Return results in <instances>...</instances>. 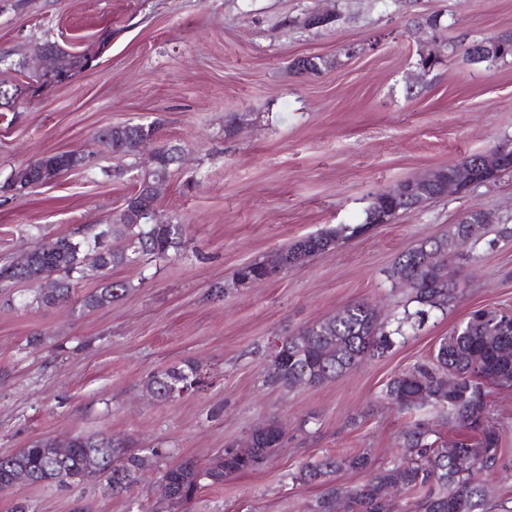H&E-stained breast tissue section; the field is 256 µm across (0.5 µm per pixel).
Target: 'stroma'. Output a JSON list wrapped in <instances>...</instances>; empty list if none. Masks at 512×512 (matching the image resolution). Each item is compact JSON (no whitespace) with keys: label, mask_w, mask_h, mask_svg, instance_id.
Masks as SVG:
<instances>
[{"label":"stroma","mask_w":512,"mask_h":512,"mask_svg":"<svg viewBox=\"0 0 512 512\" xmlns=\"http://www.w3.org/2000/svg\"><path fill=\"white\" fill-rule=\"evenodd\" d=\"M330 9L333 24L308 28ZM442 12L448 39L470 43L512 32V0H0V56L18 60L51 35L68 49L95 50L69 82L19 99L0 121V183L21 164L79 151L96 166L116 159L100 130L157 122L158 143L183 151L161 217L186 224V251L143 259L111 276L131 282L112 304L45 307L30 285L0 287V456L42 439L103 434L131 450L160 448L167 461L208 465L269 421L283 443L261 467L207 486L179 512H307L322 482L298 481L306 465L364 452L369 470L329 474L352 487L404 455L417 419L455 436L444 413L409 416L384 398L396 376L434 356L442 338L478 308H512V234L464 248L463 284L447 312L319 386L288 387L268 376L271 346L302 327L365 301L382 319L402 316L410 290L389 273L425 238L447 235L468 211L512 225V172L365 225L372 199L402 180L461 162L512 139V62L492 67L456 52L415 80L413 34ZM111 32L100 45L103 32ZM321 56L328 68L296 77L292 59ZM142 171L107 179L82 169L22 194L0 192V264L76 229L105 223ZM363 232L307 258L283 278L236 288V269L332 228ZM225 288L214 301V286ZM192 360L201 391L159 401L143 389L156 371ZM491 416L503 436L499 467L483 473L496 504L512 507V387L495 388ZM159 466L115 495L91 481L15 485L0 512H167Z\"/></svg>","instance_id":"obj_1"}]
</instances>
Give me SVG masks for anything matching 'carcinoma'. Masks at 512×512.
<instances>
[{
  "label": "carcinoma",
  "instance_id": "cac0c4a2",
  "mask_svg": "<svg viewBox=\"0 0 512 512\" xmlns=\"http://www.w3.org/2000/svg\"><path fill=\"white\" fill-rule=\"evenodd\" d=\"M430 19L438 28V37L448 53L455 54L462 45L444 38L443 15ZM43 43L78 66L95 57L87 50L73 54L48 38ZM156 131V124L114 125L100 131L98 142L118 159H137V147L146 136ZM176 153L168 149L152 163L148 179L170 180L176 164ZM61 174L70 170L65 155L55 154L35 160ZM407 202L376 197L366 210L365 223L390 224L408 211ZM487 224H454L448 235L440 239H425L402 253L394 270L403 274L412 285L414 312L404 311L401 323L394 331L386 330L379 313L365 302H354L336 315L309 324L296 334L281 341L272 350V360L281 374V382L299 385L306 377L309 386L332 380L358 365L365 358H380L393 346L392 335L402 334L403 324H421L430 312L448 310L455 298L453 273L454 243L462 237L471 238L472 246L485 241ZM120 246H99L96 234L86 232L81 237L65 235L56 239L55 247L36 246L28 251V266L17 270L10 263L0 265V280L9 284L45 276L55 287L36 289V303L55 306L72 301L77 282L90 273H103L118 267L136 264L145 256L155 261L169 259L170 253H181L188 247L184 225L174 221L153 224L144 218L138 224H105L100 227ZM345 229L330 230L304 237L275 256L291 268L305 258L325 253L336 247ZM268 259L249 262L238 267L235 279L245 285L270 280ZM132 288L126 281L110 277L100 279L99 286L84 295L80 308L91 311L112 304ZM435 364L417 365L391 380L384 397L399 407L412 410L426 404L448 412V424L473 431L470 438L448 442L430 428L414 424L405 432L408 457L392 468L377 470L365 483L350 489L329 485L309 506V512H393L394 489L413 491L420 495L414 512H488L490 490L479 475L494 470L503 455L502 435L490 416V394L481 393V383L473 379L479 371L499 387H512V310L478 309L460 322L439 343ZM200 375V365L186 361L149 375L143 388L160 401L175 398L174 391ZM455 384H448V379ZM250 458L236 450H227L213 465L201 467L191 459H181L166 466L160 473V490L169 500L182 501L192 497L205 483L221 484L229 476L257 468L254 461L265 462L274 449L281 446L283 432L271 421L250 435ZM54 443L40 441L17 454L0 457V482L8 481L14 472L26 470L34 484L63 486L65 477L80 473L88 453L97 455L101 466L92 472V480L105 482L114 494L128 490L139 470L163 456L157 448L144 455L131 454L120 439L109 436H76L74 451L62 463L53 456ZM123 461L120 466L112 460ZM369 464L364 453L327 458L307 466L297 479L317 480L329 472L343 468L359 470Z\"/></svg>",
  "mask_w": 512,
  "mask_h": 512
}]
</instances>
